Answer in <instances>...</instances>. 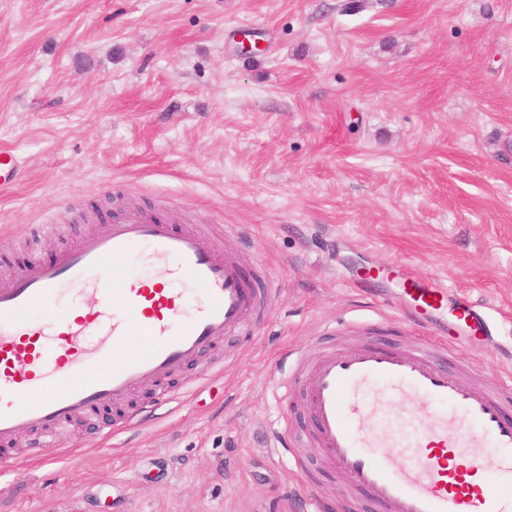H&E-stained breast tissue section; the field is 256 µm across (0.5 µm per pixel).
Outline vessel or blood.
<instances>
[{
	"label": "vessel or blood",
	"mask_w": 512,
	"mask_h": 512,
	"mask_svg": "<svg viewBox=\"0 0 512 512\" xmlns=\"http://www.w3.org/2000/svg\"><path fill=\"white\" fill-rule=\"evenodd\" d=\"M21 162L0 150V186L12 184ZM176 216L135 207L103 219L95 233L61 249L56 260L29 261L0 288V460L17 437L37 434L57 446V432L93 409L124 401L143 382L180 373L224 337L249 332L267 314L270 296L248 278L237 254L220 253L206 229H176ZM145 246L169 282L201 288L193 320L177 327L182 296L170 287L144 291L124 274L130 251ZM67 284L105 292L98 310L81 317L54 313L33 324L26 314L48 304ZM408 322L439 324L448 304L444 283L402 276ZM111 322V340L96 354L81 343ZM458 334L484 330V312L470 301L457 306ZM359 334L347 349L324 346L302 366L283 396L301 392L312 423L310 441L322 448L347 494L340 512H512V374L476 379L446 364L448 341L422 336L414 346L379 342L377 325L331 328L332 336ZM138 335V351L128 338ZM58 353L44 356L45 343ZM441 410L408 425L392 411ZM495 456L502 479L473 481V471Z\"/></svg>",
	"instance_id": "obj_1"
}]
</instances>
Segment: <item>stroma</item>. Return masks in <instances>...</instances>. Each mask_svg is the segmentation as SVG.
<instances>
[{
	"label": "stroma",
	"instance_id": "1",
	"mask_svg": "<svg viewBox=\"0 0 512 512\" xmlns=\"http://www.w3.org/2000/svg\"><path fill=\"white\" fill-rule=\"evenodd\" d=\"M0 0V252L53 261L126 207L209 215L272 291L253 335L74 424L14 440L0 512H328L346 495L279 400L326 330L410 345L398 267L486 304L502 343L449 368L512 370V0ZM256 30L248 55L234 34ZM307 469L276 454L280 416ZM20 168L21 162L17 154L11 150H0V186L12 184Z\"/></svg>",
	"mask_w": 512,
	"mask_h": 512
}]
</instances>
